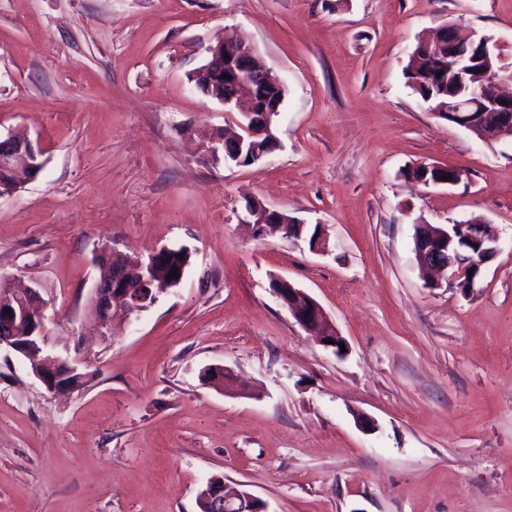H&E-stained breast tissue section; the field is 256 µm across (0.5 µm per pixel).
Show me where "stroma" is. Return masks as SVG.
<instances>
[{
    "label": "stroma",
    "mask_w": 512,
    "mask_h": 512,
    "mask_svg": "<svg viewBox=\"0 0 512 512\" xmlns=\"http://www.w3.org/2000/svg\"><path fill=\"white\" fill-rule=\"evenodd\" d=\"M448 22L512 64V0H0V132L45 161L0 196V278L40 288L51 344L83 335L95 374L55 394L0 349V512H198L217 475L266 512H512V140L433 115L404 76ZM224 38L286 89L280 146L247 167L204 159L238 115L187 80ZM420 162L461 180H407ZM251 202L322 225L330 254L253 237ZM473 218L501 246L479 286L426 287L415 225ZM108 246L190 264L105 343L82 324ZM219 366L245 394L205 379ZM270 285L275 297L304 331L318 336L320 342L326 347L333 348L336 354H343L340 344H344L346 349L345 340L336 332L323 308L313 297L278 276L271 278ZM328 340H332L333 344H327Z\"/></svg>",
    "instance_id": "1"
}]
</instances>
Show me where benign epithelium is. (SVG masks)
<instances>
[{
  "label": "benign epithelium",
  "instance_id": "1",
  "mask_svg": "<svg viewBox=\"0 0 512 512\" xmlns=\"http://www.w3.org/2000/svg\"><path fill=\"white\" fill-rule=\"evenodd\" d=\"M448 28L447 73L454 77L448 82V105L444 115L448 121L474 131L479 126L489 128L494 139L512 138V92L504 93L501 84L512 83V73L506 68L496 72L478 67L488 56L497 54L498 45L486 36L461 37L454 25ZM230 78H224V75ZM193 87L219 102L224 111H240V132L232 136H216L204 144L205 156L219 158L235 166L253 165L273 152L278 144L275 117L281 101L275 100L256 107L252 87L256 83L275 84L267 68L254 50L239 42H221L208 48V60L190 73ZM30 179L42 167V151L27 139L8 135L0 137V167ZM434 173L422 178L427 186H453L458 173L438 165H428ZM246 223L262 233L275 228L284 237L300 239L306 225L285 213L259 203L247 206ZM417 263L423 269L448 272L446 286L461 292L476 288L486 264L498 253V238L484 231L481 224L458 223L444 227L433 224L416 225ZM161 248L134 261L116 250L107 249L100 261L107 274L91 288L86 316L87 324L103 341L112 340V312H140L155 305L160 296L171 288H155L151 279L159 265ZM469 279H464L468 272ZM275 297L288 310L295 322L306 332L317 336L322 344L333 341L331 348L341 354L345 340L328 320L323 308L308 293L278 276L271 278ZM5 345L22 356L32 375L47 390L71 393L81 390L74 375L81 373V361L70 351L56 352L48 347L43 300L36 288L0 289V346ZM208 512H266L264 504L245 489L232 487L211 478L200 493Z\"/></svg>",
  "mask_w": 512,
  "mask_h": 512
}]
</instances>
